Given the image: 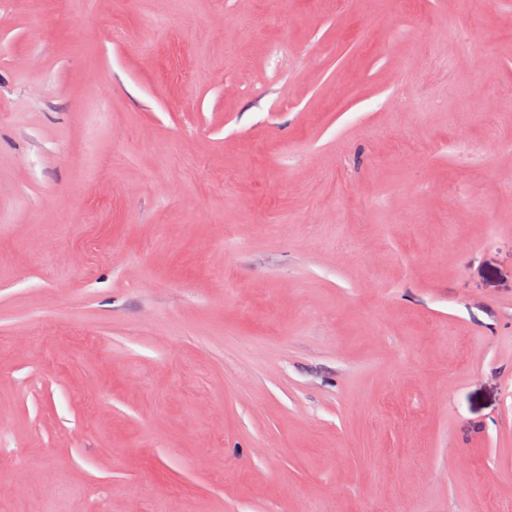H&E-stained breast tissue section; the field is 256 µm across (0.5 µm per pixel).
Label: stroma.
Masks as SVG:
<instances>
[{"instance_id": "1", "label": "stroma", "mask_w": 512, "mask_h": 512, "mask_svg": "<svg viewBox=\"0 0 512 512\" xmlns=\"http://www.w3.org/2000/svg\"><path fill=\"white\" fill-rule=\"evenodd\" d=\"M0 512H512V0H5Z\"/></svg>"}]
</instances>
